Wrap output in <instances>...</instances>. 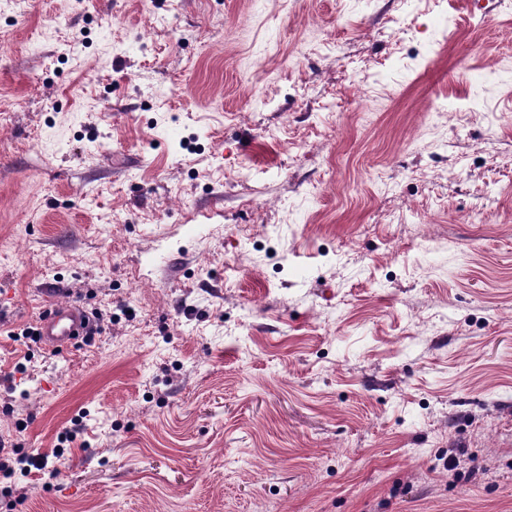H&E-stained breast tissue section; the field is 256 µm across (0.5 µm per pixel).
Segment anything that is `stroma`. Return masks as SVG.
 Instances as JSON below:
<instances>
[{
  "label": "stroma",
  "instance_id": "1",
  "mask_svg": "<svg viewBox=\"0 0 512 512\" xmlns=\"http://www.w3.org/2000/svg\"><path fill=\"white\" fill-rule=\"evenodd\" d=\"M0 441V512H512V0H0ZM91 328L84 308L76 303L57 302L47 308L39 318L38 329L41 344L50 352L61 353L73 347L79 336H86ZM101 328L97 327L88 334L89 343ZM5 448H0V478L11 480L14 482L18 475L25 476L31 471V467L42 470L45 469L47 463L45 457L39 454H26L13 451V456H4L3 451Z\"/></svg>",
  "mask_w": 512,
  "mask_h": 512
}]
</instances>
